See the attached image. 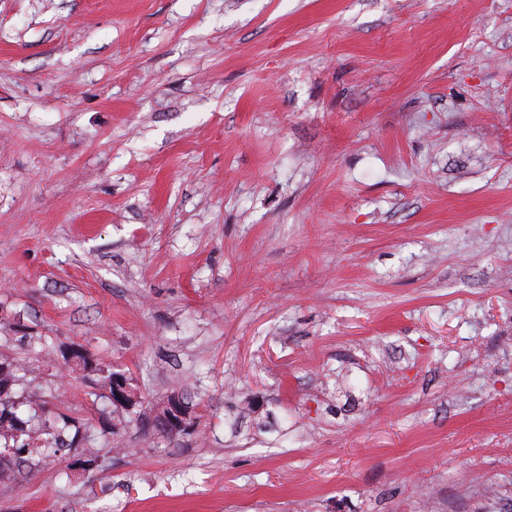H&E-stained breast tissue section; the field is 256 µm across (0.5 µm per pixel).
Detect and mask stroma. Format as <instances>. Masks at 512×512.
<instances>
[{"label":"stroma","instance_id":"stroma-1","mask_svg":"<svg viewBox=\"0 0 512 512\" xmlns=\"http://www.w3.org/2000/svg\"><path fill=\"white\" fill-rule=\"evenodd\" d=\"M0 361V512H512V0H0ZM20 370H22L21 365L0 362V440L14 439L18 436L17 432H21L20 435H26L33 445H36L32 448L48 450L49 448H58L60 442L61 445H64L61 436L66 429L74 427L76 433L80 432L77 421L63 416L61 418L63 426L58 427L57 419L51 421L34 414L24 420L18 416L17 411L24 402L16 400L13 388L21 379L18 375ZM36 417L40 419L36 421ZM43 435H48V437L44 439ZM78 435V433L74 434L73 439ZM112 373L110 372L106 376H103L102 384L103 387L108 389L109 393L112 395V404L119 406L121 408L130 409L132 406L127 401V398H131L134 401V398L130 396V389L126 383V379L124 375L118 373L114 376L113 381V389H112ZM164 426L168 434H177L190 427L187 424V412L181 400H171L167 406V412L163 416ZM165 432V433H166Z\"/></svg>","mask_w":512,"mask_h":512}]
</instances>
